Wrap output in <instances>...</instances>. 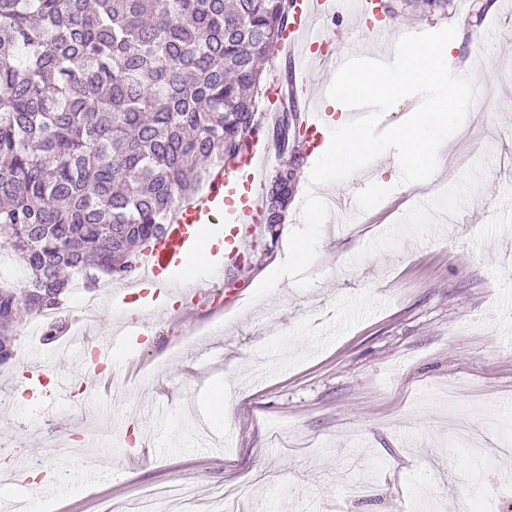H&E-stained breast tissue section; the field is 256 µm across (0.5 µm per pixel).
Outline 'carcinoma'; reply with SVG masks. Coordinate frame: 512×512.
<instances>
[{
    "instance_id": "cac0c4a2",
    "label": "carcinoma",
    "mask_w": 512,
    "mask_h": 512,
    "mask_svg": "<svg viewBox=\"0 0 512 512\" xmlns=\"http://www.w3.org/2000/svg\"><path fill=\"white\" fill-rule=\"evenodd\" d=\"M291 0H0V331L56 309L80 277L127 278L207 167L259 135L280 160L267 232L298 167L296 114L259 107ZM0 336V366L16 356Z\"/></svg>"
}]
</instances>
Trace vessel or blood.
<instances>
[{
    "mask_svg": "<svg viewBox=\"0 0 512 512\" xmlns=\"http://www.w3.org/2000/svg\"><path fill=\"white\" fill-rule=\"evenodd\" d=\"M292 3L296 24L285 32L279 48L281 54L295 63L292 79L288 86L268 88L265 118L275 119V111L285 99L296 101L300 130L294 146L307 156L313 150V139L336 120L334 113L322 111L315 101L320 80L324 73L337 69L352 51L344 47L321 56L313 50L318 40L313 22L319 14L335 8V0H292ZM266 164V147L257 140L230 164L220 163L209 168L203 187L191 199L178 204L165 234L143 254L139 263L140 279L150 284V296L142 299L141 311L123 313L122 335L92 346L93 362L113 364L127 342L139 338L143 308H154L173 300L192 306L203 304L214 295L225 271L241 268L263 228L261 190ZM210 224L224 227L223 256L193 275L179 274V267L200 243L203 227ZM23 377L31 392L39 393L45 401L52 402L69 394L70 378L30 368L24 371Z\"/></svg>",
    "mask_w": 512,
    "mask_h": 512,
    "instance_id": "obj_1",
    "label": "vessel or blood"
}]
</instances>
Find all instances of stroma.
<instances>
[{"label":"stroma","mask_w":512,"mask_h":512,"mask_svg":"<svg viewBox=\"0 0 512 512\" xmlns=\"http://www.w3.org/2000/svg\"><path fill=\"white\" fill-rule=\"evenodd\" d=\"M353 2L337 0L316 31L367 45ZM388 3L391 31L456 25L483 91L436 180L402 189L379 158L338 192L320 188L346 207L323 226L310 288L286 277L255 297L287 245L264 238L224 282L243 297L221 317L147 312L111 388H86L79 358L57 352L119 333L124 282L97 292L89 324L68 294L55 342L20 327L18 361L0 371V445L22 454L0 464V512H101L171 484L198 512H224L227 488L241 512H428L436 499L455 512L476 474L490 512H512V469L463 438L512 435V0ZM33 362L75 376L78 399L18 400ZM37 466V481L20 480ZM350 479L369 496L345 499Z\"/></svg>","instance_id":"obj_1"}]
</instances>
